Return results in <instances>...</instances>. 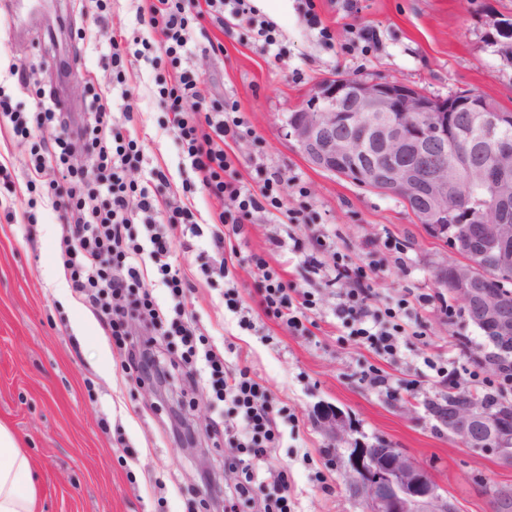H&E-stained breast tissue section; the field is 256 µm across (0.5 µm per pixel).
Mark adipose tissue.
Here are the masks:
<instances>
[{"label": "adipose tissue", "mask_w": 512, "mask_h": 512, "mask_svg": "<svg viewBox=\"0 0 512 512\" xmlns=\"http://www.w3.org/2000/svg\"><path fill=\"white\" fill-rule=\"evenodd\" d=\"M37 489L29 457L0 426V512H34Z\"/></svg>", "instance_id": "1"}]
</instances>
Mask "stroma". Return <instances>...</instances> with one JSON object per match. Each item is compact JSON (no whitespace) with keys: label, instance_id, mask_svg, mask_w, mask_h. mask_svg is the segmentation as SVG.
Here are the masks:
<instances>
[{"label":"stroma","instance_id":"stroma-1","mask_svg":"<svg viewBox=\"0 0 512 512\" xmlns=\"http://www.w3.org/2000/svg\"><path fill=\"white\" fill-rule=\"evenodd\" d=\"M316 19L303 16L299 0H255L260 19L276 38L267 46L248 20L220 28L211 16L191 30L193 53L184 67L200 74L205 99L238 102L250 130L232 146L246 187L255 190L270 173L281 178L289 208L305 221L257 217L240 239L230 278L210 274L219 255L210 246L219 205L202 190L199 175L174 144L170 116L156 99V77L168 65L135 57L138 41L160 35L137 20L146 0H111L104 25H96L93 0H0V86L14 105L35 111L39 99L61 98L82 118L90 91L107 95L112 110L132 108V134L141 162L133 179L152 186L163 170L166 194L179 195L202 217L190 254L175 251L174 266H190L193 288L183 305L199 334L224 354L232 369L261 378L277 413L280 439L255 462V499H262L278 471L288 473L294 512H365L344 489L346 448L351 439L401 448L422 464L457 512H492L486 485L512 487V468L493 454L451 439L431 409L454 388L485 395L493 371L484 357L491 346L459 310L445 318L434 306L412 303L407 336L394 357H382L349 336L336 316L340 291L318 287L307 314L308 332L295 333L266 318L258 305L250 257L270 265L299 288L311 279L301 258L274 249L272 240L325 235L322 259L335 254L357 266L374 263L375 303L385 308L410 294L446 296L437 270L457 254L426 225L416 223L397 198L357 186L308 165L282 130L286 115L320 82L349 76L399 80L435 96L477 92L512 111V69L502 67L485 42L491 16L512 18V0H315ZM331 39H323L321 28ZM85 32L77 40L75 32ZM123 36L130 54L123 101L101 45ZM25 69L30 88L15 85L11 67ZM0 157L8 162L12 210L0 207V425L16 436L37 474L35 512H208V481L231 486L238 472L224 466L231 455L214 421L232 427L231 402L210 399L207 383L188 384L178 364L179 337H158L155 349L169 376L160 387L140 381L126 351L117 350L93 312L78 302L63 270L59 214L43 190L28 191L29 147L0 133ZM307 196H300L299 186ZM33 211L27 223L24 211ZM405 247L396 260L384 246ZM240 293V314L224 307L226 280ZM248 316L250 327L238 324ZM448 370L439 377L436 366ZM379 368L388 388L366 375ZM480 376H471V369ZM341 409L350 426L333 441L316 421L319 405Z\"/></svg>","mask_w":512,"mask_h":512}]
</instances>
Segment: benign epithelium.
I'll use <instances>...</instances> for the list:
<instances>
[{
    "mask_svg": "<svg viewBox=\"0 0 512 512\" xmlns=\"http://www.w3.org/2000/svg\"><path fill=\"white\" fill-rule=\"evenodd\" d=\"M500 63L512 67V21L494 17L485 33ZM306 161L363 188L396 197L419 224L438 238L448 219L464 214L468 224L453 241L460 260L437 272L470 320L488 340L512 342V295L498 279L512 271V226L500 214L512 209V115L475 94L436 97L397 80L334 77L319 83L284 121ZM460 143L467 180L493 195L495 209L478 212L468 197L448 202L456 174L448 171V144ZM506 404L494 410L467 391L441 407L437 420L448 436L469 448L492 452L512 468V416ZM317 418L332 437L345 438L337 407L322 404ZM343 484L366 512H455L426 468L388 442L351 441ZM493 512H512V488L488 489Z\"/></svg>",
    "mask_w": 512,
    "mask_h": 512,
    "instance_id": "benign-epithelium-1",
    "label": "benign epithelium"
}]
</instances>
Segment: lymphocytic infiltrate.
Here are the masks:
<instances>
[{
  "mask_svg": "<svg viewBox=\"0 0 512 512\" xmlns=\"http://www.w3.org/2000/svg\"><path fill=\"white\" fill-rule=\"evenodd\" d=\"M253 0H149L141 10V25L157 31L161 39L156 52L169 61L173 74L160 81L157 95L164 111L173 116L175 143L191 160L200 176L202 189L219 204V230L213 234L217 251H224L229 238L244 236L246 226L259 214L286 215L297 223L301 216L289 209L279 193L280 178L270 174L259 191L247 189L238 176L237 155L228 153L227 139H238L245 126L236 104L201 98L199 75L182 70L188 51L190 31L201 11L216 22L225 16L254 14ZM90 112L83 123L54 105H42L30 114L13 106L0 93V122L18 144L30 147L29 187H46L52 206L63 219L61 251L64 273L76 298L88 305L118 348L128 349L137 370L150 376L159 367L152 351L153 332L169 329L180 336L181 360L188 366L189 380L208 375L219 400H230L237 411L235 428L224 437L233 453L225 466L240 470V481L224 491V512H239L250 503L253 492L252 461L267 456L275 447L279 432L263 384L248 370H232L224 357L198 338L192 317L177 310L175 318L161 315L151 295L143 291L147 274H155L173 298H182L187 276L173 271L170 255L179 239L197 234L198 221L186 204H173L158 193L138 186L128 174L140 161V148L127 128L132 112L115 121L112 109L99 93H92ZM52 132V140L41 132ZM82 150L85 162L74 165V150ZM327 243L320 236L293 239L292 253L302 257L328 287L341 286L336 312L351 335L357 336L380 354L395 355L406 333V302L385 309L371 304L373 265L349 266L337 260L326 271L322 255ZM258 278L259 306L267 318L303 329L302 311L313 309L315 295L284 281L264 256L252 255ZM137 311L149 334L148 339L129 344L126 317Z\"/></svg>",
  "mask_w": 512,
  "mask_h": 512,
  "instance_id": "lymphocytic-infiltrate-1",
  "label": "lymphocytic infiltrate"
}]
</instances>
